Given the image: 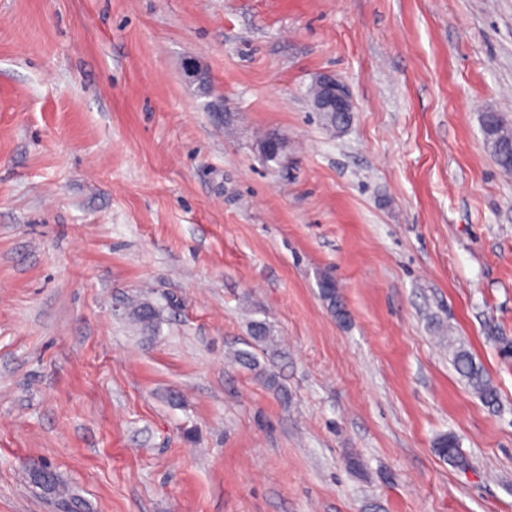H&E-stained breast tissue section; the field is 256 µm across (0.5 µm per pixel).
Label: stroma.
<instances>
[{"label": "stroma", "instance_id": "stroma-1", "mask_svg": "<svg viewBox=\"0 0 512 512\" xmlns=\"http://www.w3.org/2000/svg\"><path fill=\"white\" fill-rule=\"evenodd\" d=\"M489 110L512 121V0H0V512H59L46 466L90 512H512ZM254 319L275 388L230 357ZM310 101L314 112H326L321 114L325 126H331L339 121L341 117L336 115V112L343 115L332 129L334 132H340L349 125L356 109L347 85L335 74L327 71L320 72L315 77ZM128 316L147 328L153 327L160 316L159 309L149 301H142L129 306ZM250 335L253 340V348L268 355L285 357L286 353L281 350L278 336L273 326L264 320H254L250 323ZM451 362L465 386L477 395L488 407H499L496 388L487 377L481 364L463 344L452 345Z\"/></svg>", "mask_w": 512, "mask_h": 512}]
</instances>
